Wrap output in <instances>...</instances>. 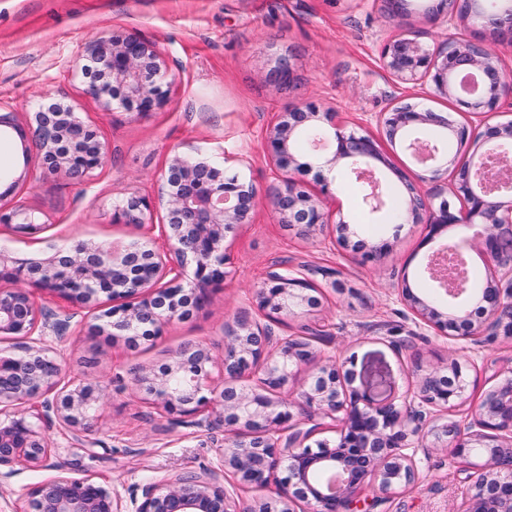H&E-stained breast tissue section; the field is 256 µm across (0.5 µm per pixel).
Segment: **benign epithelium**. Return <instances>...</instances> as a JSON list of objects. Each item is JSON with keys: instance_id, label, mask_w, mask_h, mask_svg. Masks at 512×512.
<instances>
[{"instance_id": "obj_1", "label": "benign epithelium", "mask_w": 512, "mask_h": 512, "mask_svg": "<svg viewBox=\"0 0 512 512\" xmlns=\"http://www.w3.org/2000/svg\"><path fill=\"white\" fill-rule=\"evenodd\" d=\"M384 11L402 27L409 16L408 0H382ZM448 17L468 25V37L453 36L434 50L399 33L381 47L383 67L403 83L422 81L439 97L460 102L472 119L460 122L448 115L397 103L376 116L387 140L402 143L426 173L437 175L453 166L454 195L464 207L455 209L443 199L420 194L411 183L407 191V218L429 225L434 238L450 226H479L475 248L495 267H512V251L504 248L512 238V171L505 169L488 182V160L496 149L512 144V123L490 125L486 114L499 111L512 100V74L504 67L499 42L512 33V7L484 14L472 0H438L428 18ZM101 70L108 83L91 84V92L106 105L117 100L128 111L145 115L165 97L158 79L166 72L162 53L132 36L112 35L91 40L72 60L74 74L90 76ZM270 78L280 84L295 80L291 59L278 57ZM27 135L18 123L11 102L0 100V129ZM40 161V176H64L81 181L106 159V145L75 108L57 101L32 113L28 125ZM305 129L326 132L333 150L323 155L312 143L311 161L301 162L295 142ZM471 152L455 164L448 158L447 140ZM267 152L278 182L271 205L283 224L311 228L327 223L318 202L302 186V176L315 165L348 166L364 183L362 203L372 214L384 211L386 182L377 168L389 165L381 140L346 130L336 113L316 105L294 106L282 113L267 133ZM0 195V223L13 224L21 233L40 229L31 213L6 203ZM258 198L252 184L207 159L190 160L180 154L168 161L157 200L130 195L116 207L113 222L150 224L154 209L164 210L161 233L165 248L150 241L106 247L80 242L41 261L8 266L0 255V268L14 282L40 285L81 307L111 306L91 326L97 334L121 339L127 348L156 335L163 324L187 317L199 306L207 288L224 280V239L235 224L252 218ZM448 253L444 246L427 257L423 273L434 282L442 299L433 302L414 295L407 287L399 297L425 325L459 336L491 339L498 329L512 335V277L493 280L480 294L462 280L448 287L447 278L435 273V260ZM192 269V281L182 283L183 269ZM309 270L297 277L272 267L257 293L260 310L270 319L294 314L319 303ZM76 312L68 309L47 317L44 328L63 332ZM39 309L22 288L0 289V335L30 336ZM312 336L273 341L270 332L248 321H237L224 347L222 372L229 382L217 391L210 386L213 357L201 345L175 352L159 369H149L134 382L163 411L176 418L195 417L203 410L214 418L194 421L197 426L224 425V452L220 467L200 475H176L136 486L130 512H231L224 491V475L241 485H275L278 499L264 502L255 512H295L300 502L310 512H375L388 495L416 477V449L428 440L446 442L451 459L465 472L474 454L484 457L463 512H512V378L489 389L466 427L435 423L440 412L463 401L468 387L462 363L453 360L422 377L419 391L399 407L378 400L374 391L387 385L389 369L357 376L336 363H322ZM315 367L298 394V404L340 425L335 446L319 442L305 446L310 435L294 421L292 401L274 396L288 385L294 368ZM259 374L258 388L231 384L245 374ZM61 365L42 339L27 346L21 356H0V415L7 409L30 404L35 421L8 416L0 419V477L13 467H40L51 452L40 425H56L69 433L73 448L86 450L94 443L82 438L86 422L98 411L101 388L91 378L59 386ZM360 385H355V381ZM29 512H124L112 489L90 478L55 476L38 486Z\"/></svg>"}]
</instances>
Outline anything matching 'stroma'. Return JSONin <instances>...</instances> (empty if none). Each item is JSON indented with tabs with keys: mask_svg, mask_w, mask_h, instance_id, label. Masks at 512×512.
Returning a JSON list of instances; mask_svg holds the SVG:
<instances>
[{
	"mask_svg": "<svg viewBox=\"0 0 512 512\" xmlns=\"http://www.w3.org/2000/svg\"><path fill=\"white\" fill-rule=\"evenodd\" d=\"M433 5L434 0H414L418 16L411 24L413 37L431 49L447 32H466L458 21L423 19ZM111 31L154 44L169 63L162 83L167 96L146 116L116 103L105 106L69 70L85 42ZM394 32L379 0H0V99L13 104L23 125L43 93L66 98L108 146L103 166L82 183L51 177L14 188L9 178H0V192L11 190L12 205L33 211L43 224L40 233L25 235L0 223V254L27 262L80 242L123 246L159 237L163 211L142 226L113 223L112 215L130 194L156 197L177 153L223 164L227 174L250 181L259 198L250 222L226 235L223 283L208 288L206 301L189 318L165 325L133 350L112 337L89 335L95 316L89 309L63 335L47 333L62 381L89 375L103 388L101 408L85 431L95 447H67L59 427L44 428L50 458L39 468L17 467L0 480V512H26L34 490L58 475L93 479L125 501L144 479L219 467L223 426L174 420L137 393L133 379L169 362L186 345L199 344L222 357L239 319L271 327L280 338L324 332L327 340L317 351L358 372L386 364L399 405L416 392L427 370L457 355L468 388L465 402L449 409L448 419L462 427L484 392L512 373V335L482 343L444 336L417 323L398 299L402 286L416 290L423 283L427 255L462 242L466 229L451 227L433 238L424 223H358L355 188L345 174H332L326 166L307 175L306 189L329 214V223L290 226L270 205L276 180L267 132L293 105L334 108L337 121L376 136L382 133L378 113L404 98L464 119L456 101L432 95L428 85L402 83L383 68L380 48ZM277 54L293 57L297 78L291 85L268 77ZM386 151L423 194L449 197L451 172L427 178L401 145ZM341 219L353 225L366 249L356 253L340 244ZM274 265L293 275L308 265L335 275L317 278L319 307L273 324L259 310L256 293ZM416 465L414 482L391 494L381 512H460L470 483L447 451L418 450Z\"/></svg>",
	"mask_w": 512,
	"mask_h": 512,
	"instance_id": "stroma-1",
	"label": "stroma"
}]
</instances>
